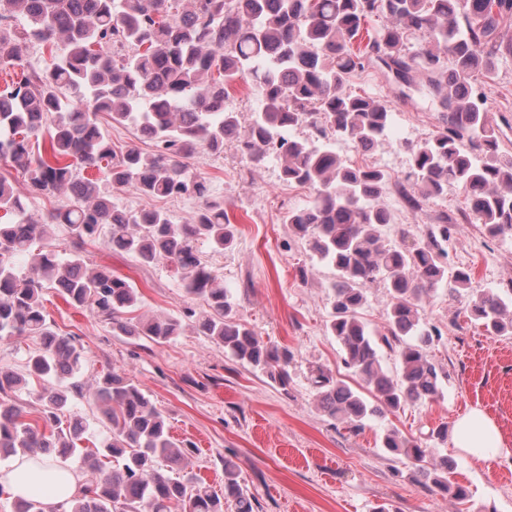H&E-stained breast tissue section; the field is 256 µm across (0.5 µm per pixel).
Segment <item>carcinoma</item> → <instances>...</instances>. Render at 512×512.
Returning a JSON list of instances; mask_svg holds the SVG:
<instances>
[{"instance_id":"cac0c4a2","label":"carcinoma","mask_w":512,"mask_h":512,"mask_svg":"<svg viewBox=\"0 0 512 512\" xmlns=\"http://www.w3.org/2000/svg\"><path fill=\"white\" fill-rule=\"evenodd\" d=\"M373 17L381 26L353 48ZM510 22L512 0H0V66H21V47L32 41L52 57L48 68H24L20 80L0 90V162L26 173L34 194H70V205L50 219L67 225L76 244L106 227L108 246L143 265L167 264L186 293L211 309L129 316L139 305L131 283L78 257L59 259L47 225L27 217L12 182L1 177L0 210L14 222L0 223V339L33 336L42 352L29 357L24 373L0 368V460L68 462L86 431L82 418L64 423L59 416L72 389L100 406L112 436L83 454L80 489L53 512H224L226 500L235 512H254L230 462H224V499L209 491L189 468L184 445L170 436L162 409L125 374L107 371L88 386L76 380L81 350L52 329L42 300L43 288H57L112 331L158 345L190 325L287 388L288 349L264 343L237 317L224 281L197 250L200 241L231 246L234 230L224 203L211 197L187 160L202 151L220 155L228 144L253 163L283 160L282 179L313 192L283 223L335 270L326 328L344 366L361 381L355 389L332 369L313 367L319 408L357 432L387 412L440 397L448 372L427 352L437 330L421 320L419 307L448 283V214L421 238L404 233L393 244L384 237L394 223L390 174L345 163L336 140L372 151L393 113L380 99L347 93L345 84L383 63L421 86L439 107L441 125L407 146L406 181L425 198L460 186L476 222L493 237L512 236V155L499 152L471 84L492 72L495 59L512 55V40L503 35ZM417 37L421 42L411 44ZM239 81L251 82L260 100L244 134L237 113L224 106ZM101 113L136 127L152 151L116 150ZM308 120L318 141L284 136ZM39 137L45 145L35 153L29 142ZM129 188L149 200L193 198L198 207L191 222L176 224L160 208L132 211L112 200V191ZM18 256L28 258L23 272L13 263ZM381 280L393 298L385 334L359 316L367 288ZM511 307L512 289L485 291L468 311L487 334L504 336L512 335ZM385 349L398 361L395 375L383 362ZM30 376L47 383L38 395L41 429L9 403ZM447 441L446 424L423 438L394 427L380 437L386 453L432 476L440 493L464 505L468 487L451 479L454 463L437 452ZM16 512H45V504L38 495L18 498Z\"/></svg>"}]
</instances>
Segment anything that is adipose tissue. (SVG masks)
Here are the masks:
<instances>
[{
	"label": "adipose tissue",
	"instance_id": "1",
	"mask_svg": "<svg viewBox=\"0 0 512 512\" xmlns=\"http://www.w3.org/2000/svg\"><path fill=\"white\" fill-rule=\"evenodd\" d=\"M453 439L461 452L481 463L490 462L512 451L495 423L478 409L456 421ZM39 479L47 486L43 499L49 506L69 498L77 491L80 483L79 476L73 471L61 468L51 459L34 462L20 458L9 466H0V485L10 488L15 495H33L35 482Z\"/></svg>",
	"mask_w": 512,
	"mask_h": 512
}]
</instances>
